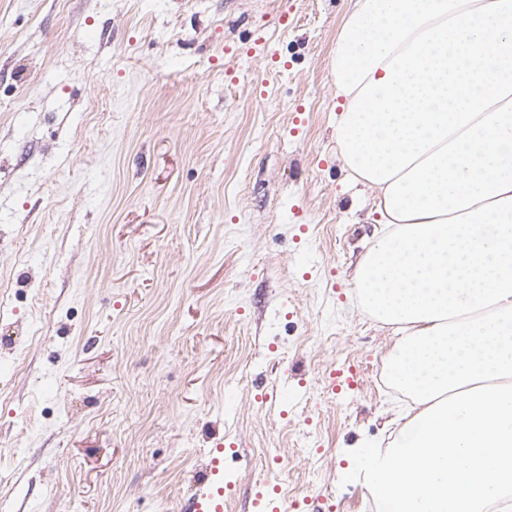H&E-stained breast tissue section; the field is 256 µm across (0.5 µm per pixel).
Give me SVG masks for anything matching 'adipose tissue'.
Returning <instances> with one entry per match:
<instances>
[{
	"mask_svg": "<svg viewBox=\"0 0 512 512\" xmlns=\"http://www.w3.org/2000/svg\"><path fill=\"white\" fill-rule=\"evenodd\" d=\"M350 3L336 142L389 226L352 283L414 401L363 472L390 512H488L512 492V0Z\"/></svg>",
	"mask_w": 512,
	"mask_h": 512,
	"instance_id": "adipose-tissue-1",
	"label": "adipose tissue"
}]
</instances>
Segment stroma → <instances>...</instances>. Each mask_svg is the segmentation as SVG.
I'll list each match as a JSON object with an SVG mask.
<instances>
[{"instance_id":"1","label":"stroma","mask_w":512,"mask_h":512,"mask_svg":"<svg viewBox=\"0 0 512 512\" xmlns=\"http://www.w3.org/2000/svg\"><path fill=\"white\" fill-rule=\"evenodd\" d=\"M348 8L0 0V512H184L220 444L224 512H365L408 405L352 284L386 227L334 136Z\"/></svg>"}]
</instances>
